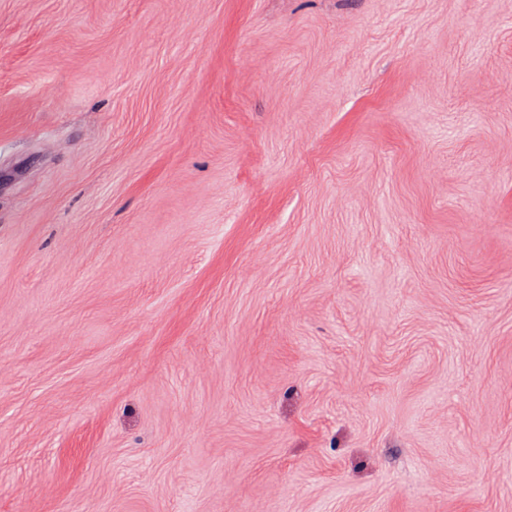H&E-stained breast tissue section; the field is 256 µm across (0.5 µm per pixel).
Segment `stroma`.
<instances>
[{"label": "stroma", "instance_id": "1", "mask_svg": "<svg viewBox=\"0 0 512 512\" xmlns=\"http://www.w3.org/2000/svg\"><path fill=\"white\" fill-rule=\"evenodd\" d=\"M0 512H512V0H0Z\"/></svg>", "mask_w": 512, "mask_h": 512}]
</instances>
